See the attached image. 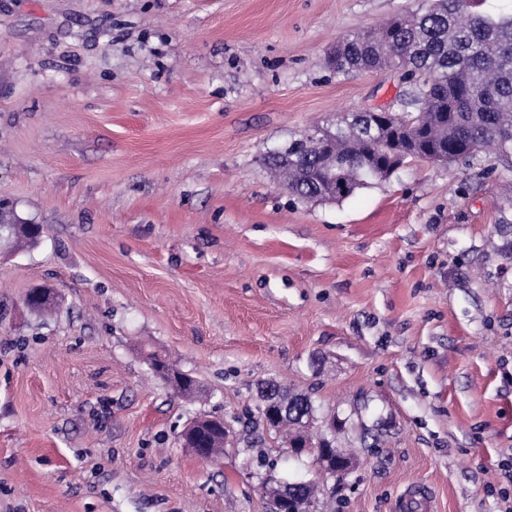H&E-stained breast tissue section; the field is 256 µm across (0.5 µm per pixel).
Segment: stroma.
Wrapping results in <instances>:
<instances>
[{
  "label": "stroma",
  "mask_w": 512,
  "mask_h": 512,
  "mask_svg": "<svg viewBox=\"0 0 512 512\" xmlns=\"http://www.w3.org/2000/svg\"><path fill=\"white\" fill-rule=\"evenodd\" d=\"M421 5L0 0V203L44 228L0 253V512H269L318 466L260 421L268 381L353 455L317 512H512V175L412 160L303 202L264 163L396 107L398 75L325 58ZM199 414L218 459L178 438ZM151 356H153V361L158 362L164 370L170 374V380L175 391L184 395H193L196 393L198 386L193 378H189L187 374L175 368L165 359V357H162L158 353H152ZM164 370L160 366L157 367V372H159V374L167 376V372ZM185 377H188L189 381L182 382V379ZM212 421L217 422L221 426V429L224 431V435L218 430L217 425H216V427H212V428H209L205 425L206 423H213ZM199 424H202V425H200V428L204 432V436L200 439L199 445H201V444L205 445L208 457L212 458V457L218 456L221 453H223L224 452V444L226 443V442H224V438L225 437H226V439L229 438V436H230L229 430L226 427H224L223 420L215 418V417H206V418L201 417V418H197V419L191 421L189 424H187L181 434L182 439L185 443V446L187 448H191L199 458L204 459V460L208 459L204 448H198L197 440L194 439L196 437L194 432L197 429V427L199 426ZM191 439H194L192 444L190 442ZM208 439H209V441H208Z\"/></svg>",
  "instance_id": "1"
}]
</instances>
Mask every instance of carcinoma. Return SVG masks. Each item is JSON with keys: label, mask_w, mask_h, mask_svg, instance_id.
Returning <instances> with one entry per match:
<instances>
[{"label": "carcinoma", "mask_w": 512, "mask_h": 512, "mask_svg": "<svg viewBox=\"0 0 512 512\" xmlns=\"http://www.w3.org/2000/svg\"><path fill=\"white\" fill-rule=\"evenodd\" d=\"M377 26L362 27L336 41L329 70L347 79L360 72H382L397 58L406 88L400 111L353 110L331 126L329 158L336 161V187L320 174L326 156L313 150L306 136L288 143L275 160L289 193L302 201H343L373 181L388 177L390 134L408 124L421 128L425 149L440 161L460 159L471 165L472 152L493 148L512 172V12L493 16L484 0H427ZM153 360L170 374L175 391L193 395L194 379L155 353ZM261 417L273 408L277 429H303L314 423L316 408L305 393L275 382L262 386ZM208 457L224 452V435L200 425Z\"/></svg>", "instance_id": "cac0c4a2"}]
</instances>
